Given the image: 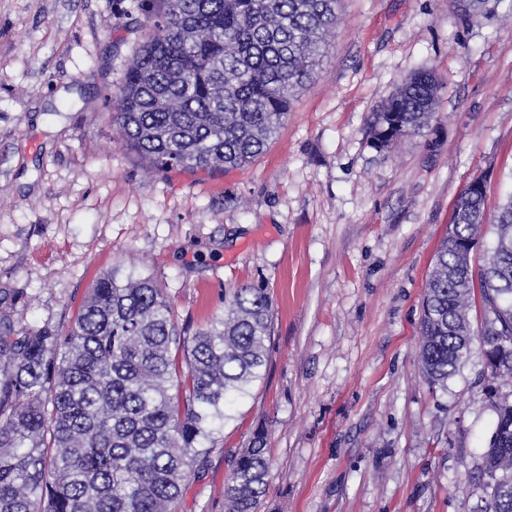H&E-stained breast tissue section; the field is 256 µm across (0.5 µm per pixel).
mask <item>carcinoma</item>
Instances as JSON below:
<instances>
[{"mask_svg":"<svg viewBox=\"0 0 512 512\" xmlns=\"http://www.w3.org/2000/svg\"><path fill=\"white\" fill-rule=\"evenodd\" d=\"M149 33L112 96L121 145L158 172L250 163L313 80L336 0H154ZM430 69L370 118L382 151L434 110ZM492 230L479 269L469 243ZM274 307L264 288L224 296V316L191 331L151 277L102 274L66 328L0 319V512H172L203 478L234 404L261 380ZM478 343L496 419L477 512H512V196L487 218L485 193L458 195L422 300L418 359L448 389ZM265 430L239 450L224 512H259Z\"/></svg>","mask_w":512,"mask_h":512,"instance_id":"cac0c4a2","label":"carcinoma"}]
</instances>
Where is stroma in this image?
<instances>
[{
	"label": "stroma",
	"instance_id": "obj_1",
	"mask_svg": "<svg viewBox=\"0 0 512 512\" xmlns=\"http://www.w3.org/2000/svg\"><path fill=\"white\" fill-rule=\"evenodd\" d=\"M151 0H0V289L7 311L69 325L112 268L153 276L178 324L224 294L274 302L263 379L177 512H224L230 455L256 428L271 465L260 512H474L495 415L482 359L444 391L417 357L421 304L454 202L512 194V0H339L311 84L265 151L229 171L152 170L122 148L111 95ZM439 88L421 134L379 152L369 119L412 73Z\"/></svg>",
	"mask_w": 512,
	"mask_h": 512
}]
</instances>
